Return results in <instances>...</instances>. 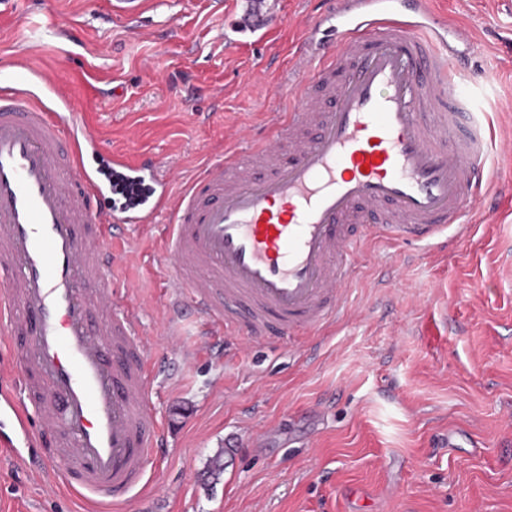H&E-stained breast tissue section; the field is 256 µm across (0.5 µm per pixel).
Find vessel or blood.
Segmentation results:
<instances>
[{
    "mask_svg": "<svg viewBox=\"0 0 512 512\" xmlns=\"http://www.w3.org/2000/svg\"><path fill=\"white\" fill-rule=\"evenodd\" d=\"M433 0H335L302 27L289 111L192 175L108 149L71 84L0 58V335L20 397L0 446L43 460L99 512L144 490L164 447L151 403L148 296L124 271L158 237L170 317L206 336L314 335L344 306L364 230L439 248L493 195L495 142L460 77L476 45Z\"/></svg>",
    "mask_w": 512,
    "mask_h": 512,
    "instance_id": "vessel-or-blood-1",
    "label": "vessel or blood"
}]
</instances>
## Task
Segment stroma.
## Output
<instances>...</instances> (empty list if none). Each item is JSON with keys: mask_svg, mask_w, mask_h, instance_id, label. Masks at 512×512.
Returning <instances> with one entry per match:
<instances>
[{"mask_svg": "<svg viewBox=\"0 0 512 512\" xmlns=\"http://www.w3.org/2000/svg\"><path fill=\"white\" fill-rule=\"evenodd\" d=\"M253 2L145 0L140 16L102 24L109 0H18L0 18V49L29 17L81 21L75 53L102 54L119 83L101 98L77 90L95 132L119 147L135 131L188 173L233 149L230 127L258 129L287 108L267 83L302 78L298 26L320 0H261L265 39L239 25ZM453 9L479 43L468 71L494 135L512 138V0ZM142 248L125 275L153 296L143 320L165 448L149 487L114 512H512V197L474 213L440 254L361 242L348 314L311 345L202 340L193 323L170 324L167 262L156 243ZM0 505L87 512L5 450Z\"/></svg>", "mask_w": 512, "mask_h": 512, "instance_id": "1", "label": "stroma"}]
</instances>
